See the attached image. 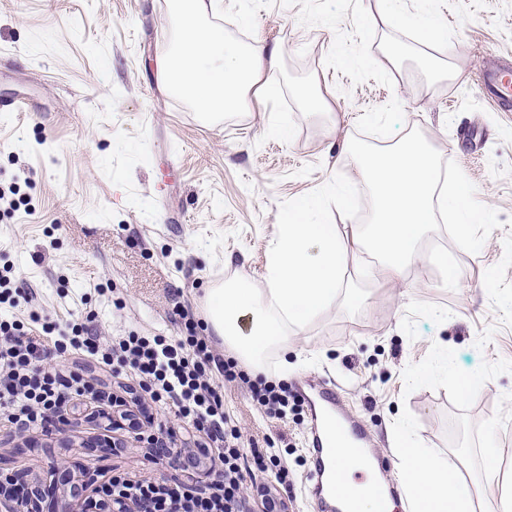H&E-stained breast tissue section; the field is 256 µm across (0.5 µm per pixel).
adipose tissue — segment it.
<instances>
[{
    "label": "adipose tissue",
    "mask_w": 512,
    "mask_h": 512,
    "mask_svg": "<svg viewBox=\"0 0 512 512\" xmlns=\"http://www.w3.org/2000/svg\"><path fill=\"white\" fill-rule=\"evenodd\" d=\"M174 8L175 51L159 62V72L200 111L219 114L244 106L246 93L281 59L282 48L228 41L223 27L206 21L203 0H175ZM356 156L359 176L373 196L366 224L339 234L336 225L323 221L319 197L305 199L280 225L263 281L241 279L205 292L207 332L253 374L263 373L273 353L287 352L289 328L322 318L337 300L364 302L345 277L348 260L374 252L386 277L395 280L418 258L417 243L435 224L437 210L453 213L463 249L481 221L466 180H459L454 193L441 194L438 157L416 136L363 148Z\"/></svg>",
    "instance_id": "adipose-tissue-1"
}]
</instances>
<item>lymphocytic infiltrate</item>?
Segmentation results:
<instances>
[{
    "label": "lymphocytic infiltrate",
    "mask_w": 512,
    "mask_h": 512,
    "mask_svg": "<svg viewBox=\"0 0 512 512\" xmlns=\"http://www.w3.org/2000/svg\"><path fill=\"white\" fill-rule=\"evenodd\" d=\"M184 329V336L175 339L132 331L104 344L84 324L62 326L34 311L24 321L1 319L0 416L16 429L42 432L63 403L96 394L94 379L64 368H43L41 362L51 352H69L116 373L130 369L137 382L122 387L130 418L139 421L160 405H173L184 424L198 433L184 450V468L198 469L206 449L213 448L224 470L207 494L184 483L131 481L116 475L103 490L106 497L133 500L145 512H251L256 501L265 512H286L287 502L277 499L271 486L258 485L256 499L244 496L243 486L253 472L270 473L283 485L289 471L270 451L256 453L252 467L242 464V433L224 410L221 384H247L256 408L278 420L299 413V400L285 383L263 377L249 380L235 361L221 357L212 341L197 334L193 320H185Z\"/></svg>",
    "instance_id": "1"
}]
</instances>
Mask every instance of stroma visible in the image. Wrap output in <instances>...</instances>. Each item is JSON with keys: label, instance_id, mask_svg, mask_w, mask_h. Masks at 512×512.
<instances>
[{"label": "stroma", "instance_id": "35a3bbf8", "mask_svg": "<svg viewBox=\"0 0 512 512\" xmlns=\"http://www.w3.org/2000/svg\"><path fill=\"white\" fill-rule=\"evenodd\" d=\"M378 15L377 0H222L214 21L229 40L277 43L283 55L260 78L272 96L251 91L246 109L211 119L157 82L177 29L170 0H0V99L31 103L0 112V188L16 186L19 199L12 210L0 205V266L12 265L29 295L0 316L34 310L108 339L180 336L175 309L202 322L206 288L262 281L277 226L299 200L355 182L359 207L329 209L327 220L344 233L365 223L372 200L351 144L413 133L437 154L442 178L469 184L484 214L471 248H459L445 216L399 280L387 281L375 260L362 277L348 266L365 303L337 302L266 375L336 387L389 459L392 481L401 479L392 425L402 410L425 445L454 457L457 408L442 388L406 392L403 371L435 343L467 371L512 361V112L478 88L486 66H512V0H404L399 19ZM413 19L435 21L446 43L426 42ZM392 45L405 49L398 67L373 65ZM426 54L436 77L417 65ZM308 93L323 96L327 111L304 113ZM223 393L249 439L245 464L274 441L289 498L316 512L305 486L309 415L267 418L241 383ZM507 394L512 373L486 381L469 420L492 417ZM100 408L89 397L69 402L49 436L0 424V476L39 490L43 512H71L66 493L50 488L54 466L83 484L180 475L172 457L149 463L146 443L125 431L116 433L124 447H99Z\"/></svg>", "mask_w": 512, "mask_h": 512}]
</instances>
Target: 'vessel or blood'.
Returning a JSON list of instances; mask_svg holds the SVG:
<instances>
[{"label": "vessel or blood", "instance_id": "obj_1", "mask_svg": "<svg viewBox=\"0 0 512 512\" xmlns=\"http://www.w3.org/2000/svg\"><path fill=\"white\" fill-rule=\"evenodd\" d=\"M480 88L489 104L512 110V69L489 66L480 77ZM299 395L311 418L306 480L312 502L319 512H360L354 500L341 496L345 465L340 446L358 448L366 467L374 462L386 467L385 458L373 448L366 425L347 409L334 387L303 389Z\"/></svg>", "mask_w": 512, "mask_h": 512}]
</instances>
